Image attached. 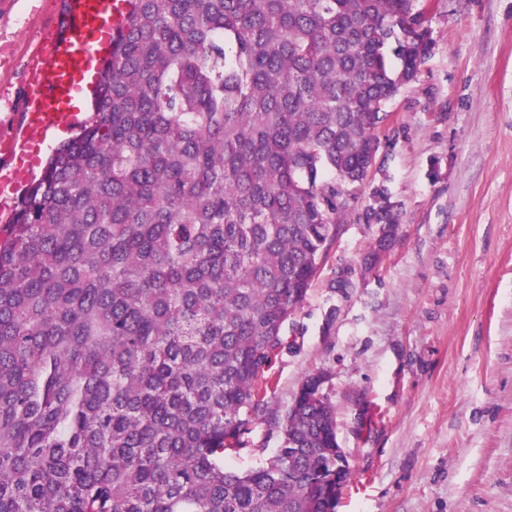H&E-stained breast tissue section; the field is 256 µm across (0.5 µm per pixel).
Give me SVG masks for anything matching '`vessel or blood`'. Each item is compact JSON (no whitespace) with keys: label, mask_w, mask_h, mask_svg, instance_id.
<instances>
[{"label":"vessel or blood","mask_w":512,"mask_h":512,"mask_svg":"<svg viewBox=\"0 0 512 512\" xmlns=\"http://www.w3.org/2000/svg\"><path fill=\"white\" fill-rule=\"evenodd\" d=\"M130 0H65L61 37L32 60L26 71L22 130H47L51 122L77 124V97L97 83L104 45L116 35Z\"/></svg>","instance_id":"b4317fda"}]
</instances>
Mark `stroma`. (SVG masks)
<instances>
[{
  "label": "stroma",
  "instance_id": "35a3bbf8",
  "mask_svg": "<svg viewBox=\"0 0 512 512\" xmlns=\"http://www.w3.org/2000/svg\"><path fill=\"white\" fill-rule=\"evenodd\" d=\"M63 0H37L12 72L0 74L18 121L23 74L55 42ZM433 43L386 106L369 187L401 220L356 287L379 227L339 225L308 296L265 372L268 410L324 372L352 476L336 512H512V0H417ZM280 444L256 421L226 467L264 464Z\"/></svg>",
  "mask_w": 512,
  "mask_h": 512
}]
</instances>
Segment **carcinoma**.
I'll list each match as a JSON object with an SVG mask.
<instances>
[{
	"instance_id": "1",
	"label": "carcinoma",
	"mask_w": 512,
	"mask_h": 512,
	"mask_svg": "<svg viewBox=\"0 0 512 512\" xmlns=\"http://www.w3.org/2000/svg\"><path fill=\"white\" fill-rule=\"evenodd\" d=\"M431 44L415 0H132L0 241V512H326L330 398L260 382L337 225L399 223L344 194ZM245 443L244 448L227 451L224 454L226 467L247 471L264 464L279 448L280 437L269 429L266 421L259 419Z\"/></svg>"
}]
</instances>
